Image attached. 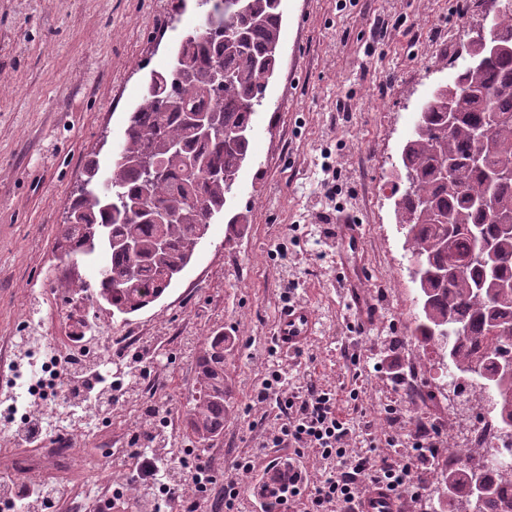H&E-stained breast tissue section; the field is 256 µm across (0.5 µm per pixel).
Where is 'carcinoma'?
<instances>
[{
  "label": "carcinoma",
  "instance_id": "obj_1",
  "mask_svg": "<svg viewBox=\"0 0 512 512\" xmlns=\"http://www.w3.org/2000/svg\"><path fill=\"white\" fill-rule=\"evenodd\" d=\"M200 30L175 47L172 64L156 71L132 112L109 175L96 161L84 174L61 227L64 257L102 251L91 304L114 317L136 313L161 297L190 265L215 217L234 198L241 169L252 159L253 116L264 106L280 66L281 0H197ZM499 42L512 47V0L494 21ZM456 118L448 124V106ZM217 113L219 126L201 137L187 113ZM197 167L190 171L185 158ZM406 184L395 199L398 223L421 295L412 335L435 346L459 386L483 378L491 408L512 445V50L474 58L422 105L402 146L397 171ZM145 211L135 213L133 202ZM174 215L166 224L149 212ZM132 240L146 260L116 245ZM165 243L157 254L155 246ZM198 388L186 411L189 439L207 447L228 417L224 335L206 340L197 357ZM468 462L444 477L439 500L448 512H512V497L488 483L484 467L498 456L457 448ZM489 493L471 494L474 470Z\"/></svg>",
  "mask_w": 512,
  "mask_h": 512
}]
</instances>
